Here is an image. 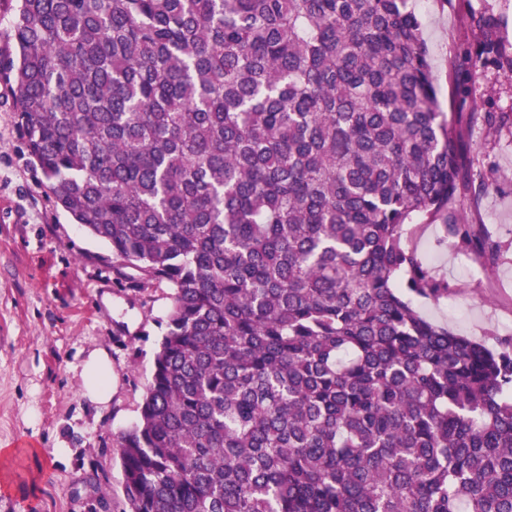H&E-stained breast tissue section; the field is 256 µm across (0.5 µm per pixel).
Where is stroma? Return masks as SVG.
Returning <instances> with one entry per match:
<instances>
[{"label":"stroma","instance_id":"stroma-1","mask_svg":"<svg viewBox=\"0 0 512 512\" xmlns=\"http://www.w3.org/2000/svg\"><path fill=\"white\" fill-rule=\"evenodd\" d=\"M437 76L443 112L448 71L460 42L458 0H415ZM512 113V79L491 71L464 106ZM473 183L456 201L465 221L483 225L506 247L495 265L461 252L440 222L420 226L414 242L448 296L421 312L475 339L512 336V132L471 127ZM170 288H129L117 281L111 247L55 203L28 154L10 96L0 89V512H124L117 436L137 419L158 322ZM106 349L112 399L84 397L82 365Z\"/></svg>","mask_w":512,"mask_h":512}]
</instances>
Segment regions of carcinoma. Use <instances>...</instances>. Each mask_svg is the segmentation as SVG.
Wrapping results in <instances>:
<instances>
[{
	"instance_id": "carcinoma-1",
	"label": "carcinoma",
	"mask_w": 512,
	"mask_h": 512,
	"mask_svg": "<svg viewBox=\"0 0 512 512\" xmlns=\"http://www.w3.org/2000/svg\"><path fill=\"white\" fill-rule=\"evenodd\" d=\"M449 101L512 77L494 14ZM0 84L55 202L134 288L166 284L125 512H512V338L426 319L424 217L475 116L439 111L408 0H18Z\"/></svg>"
}]
</instances>
